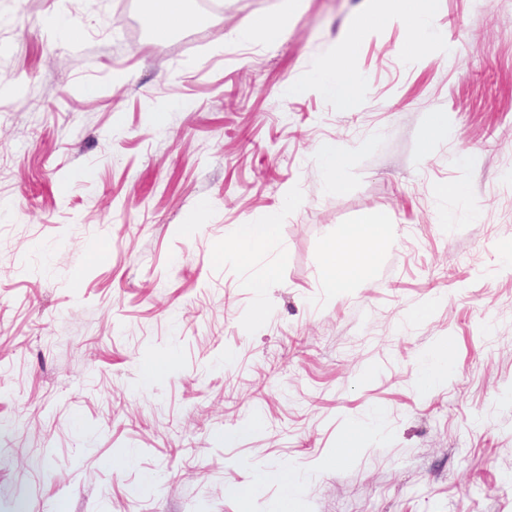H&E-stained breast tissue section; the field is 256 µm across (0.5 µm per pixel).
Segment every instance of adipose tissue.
<instances>
[{
	"mask_svg": "<svg viewBox=\"0 0 512 512\" xmlns=\"http://www.w3.org/2000/svg\"><path fill=\"white\" fill-rule=\"evenodd\" d=\"M438 0H371L364 18L355 21L348 32L347 48L331 57L319 81L323 88L336 95L344 103H354L364 91V81L349 63L350 45L355 44L358 34L367 23L385 24L401 22L410 40H419L430 25ZM153 30L165 35L172 25L185 28L200 26L203 18L188 9L187 0H150ZM392 226L386 218L366 214L360 223L340 226L336 239L325 249L322 271L329 287L346 294L352 289L371 284L382 261L381 245L388 241ZM236 250L247 258L259 251L278 246L277 226L274 223L242 224L235 234Z\"/></svg>",
	"mask_w": 512,
	"mask_h": 512,
	"instance_id": "adipose-tissue-1",
	"label": "adipose tissue"
}]
</instances>
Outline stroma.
I'll list each match as a JSON object with an SVG mask.
<instances>
[{
  "instance_id": "obj_1",
  "label": "stroma",
  "mask_w": 512,
  "mask_h": 512,
  "mask_svg": "<svg viewBox=\"0 0 512 512\" xmlns=\"http://www.w3.org/2000/svg\"><path fill=\"white\" fill-rule=\"evenodd\" d=\"M282 3L160 43L147 0H0V512H279L282 469L295 512H512V0H438L415 45L372 29L351 105L317 77L365 0ZM255 15L279 42L240 38ZM369 213L393 234L340 294L321 255ZM319 167L326 176V184L330 190L339 191L344 184L347 167L346 155L343 149L331 142L317 149ZM235 242L237 254L242 258L259 251L274 249L279 245L277 226L273 222L239 225ZM454 368L452 350L447 340L441 341L433 353L424 357L419 365L416 381L424 389H433L447 381Z\"/></svg>"
}]
</instances>
